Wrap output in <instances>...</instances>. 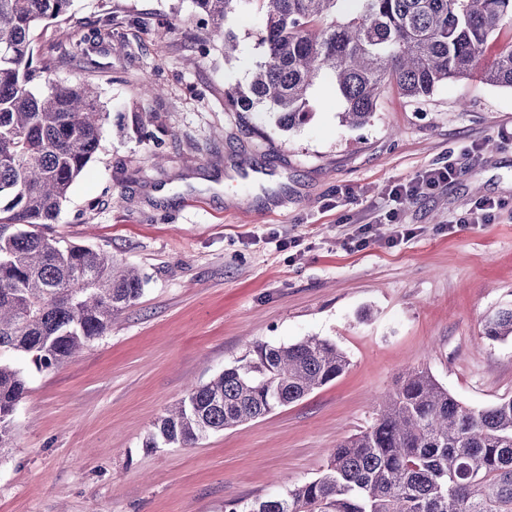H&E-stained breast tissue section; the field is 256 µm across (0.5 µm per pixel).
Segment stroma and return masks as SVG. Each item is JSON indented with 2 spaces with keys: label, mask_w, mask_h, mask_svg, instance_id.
<instances>
[{
  "label": "stroma",
  "mask_w": 512,
  "mask_h": 512,
  "mask_svg": "<svg viewBox=\"0 0 512 512\" xmlns=\"http://www.w3.org/2000/svg\"><path fill=\"white\" fill-rule=\"evenodd\" d=\"M106 7L141 22L71 57ZM71 13L39 26L34 46L57 57V79L95 86L106 132L50 232L111 252L146 284L79 357L31 376L0 458V512H224L286 492L371 424L410 366L471 408L512 396V339L483 336L512 305V89L482 79L512 29L427 98L386 88L369 122L349 128L322 86L310 119L286 131L224 99L263 60L250 0L226 20L235 56L214 47L195 66L205 30L191 0H74ZM146 81L160 94L142 96ZM450 163L451 182L386 220L392 186ZM484 199L499 204L488 222L457 225ZM363 224L372 239L357 248ZM399 224L411 234L395 243ZM312 335L350 358L335 382L195 447H145L187 387L247 341Z\"/></svg>",
  "instance_id": "obj_1"
}]
</instances>
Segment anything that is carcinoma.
<instances>
[{
  "label": "carcinoma",
  "mask_w": 512,
  "mask_h": 512,
  "mask_svg": "<svg viewBox=\"0 0 512 512\" xmlns=\"http://www.w3.org/2000/svg\"><path fill=\"white\" fill-rule=\"evenodd\" d=\"M73 0H0V452L11 447L31 364L61 367L138 300L144 279L104 249L51 235L72 185L96 155L105 112L85 83L55 81L53 59L33 65L31 32L68 18ZM243 0H192L206 41L229 49L224 20ZM264 15V60L247 90L229 87L237 112L265 107L284 130L311 116L309 93L332 83L342 122L365 125L382 90L431 94L463 78L488 40L512 27V0H253ZM140 18L106 9L91 36L114 40ZM484 79L512 89V42ZM491 341L512 338V307L489 316ZM248 354L166 410L147 448H192L239 429L342 376L336 343L248 342ZM225 512H512V397L472 409L427 371L409 369L378 402L373 423L338 444L322 474L283 494L231 500Z\"/></svg>",
  "instance_id": "obj_1"
}]
</instances>
